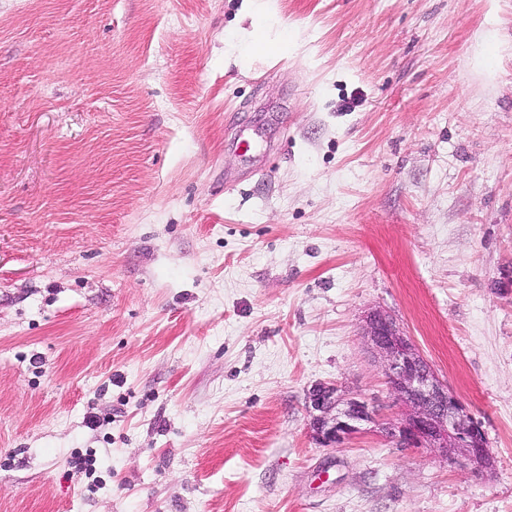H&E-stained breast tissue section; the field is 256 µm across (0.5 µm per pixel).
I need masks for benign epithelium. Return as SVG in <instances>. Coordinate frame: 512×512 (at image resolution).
<instances>
[{
  "mask_svg": "<svg viewBox=\"0 0 512 512\" xmlns=\"http://www.w3.org/2000/svg\"><path fill=\"white\" fill-rule=\"evenodd\" d=\"M366 349L382 367L400 413L383 418L380 408L336 384L320 383L307 394L310 428L323 446H339L371 425L401 447L433 449L449 463L461 461L481 472L494 466L479 422L465 410L402 327L381 310L363 325Z\"/></svg>",
  "mask_w": 512,
  "mask_h": 512,
  "instance_id": "7a95c632",
  "label": "benign epithelium"
}]
</instances>
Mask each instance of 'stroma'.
I'll return each mask as SVG.
<instances>
[{
    "instance_id": "1",
    "label": "stroma",
    "mask_w": 512,
    "mask_h": 512,
    "mask_svg": "<svg viewBox=\"0 0 512 512\" xmlns=\"http://www.w3.org/2000/svg\"><path fill=\"white\" fill-rule=\"evenodd\" d=\"M374 309L491 472L312 439ZM0 512H512V0H0Z\"/></svg>"
}]
</instances>
